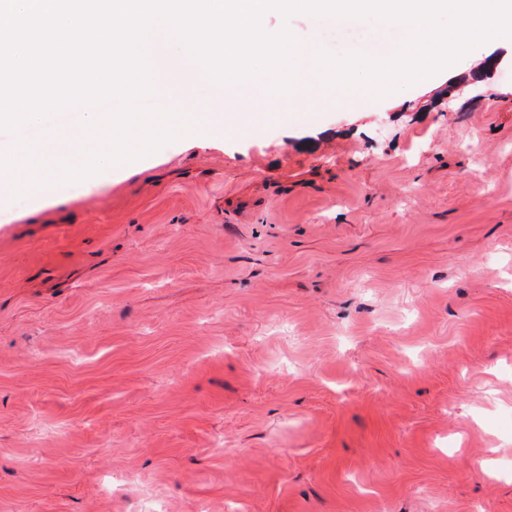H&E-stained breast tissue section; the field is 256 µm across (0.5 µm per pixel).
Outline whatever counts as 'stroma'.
Instances as JSON below:
<instances>
[{
    "label": "stroma",
    "mask_w": 512,
    "mask_h": 512,
    "mask_svg": "<svg viewBox=\"0 0 512 512\" xmlns=\"http://www.w3.org/2000/svg\"><path fill=\"white\" fill-rule=\"evenodd\" d=\"M139 165L0 192V512H512V38Z\"/></svg>",
    "instance_id": "35a3bbf8"
}]
</instances>
